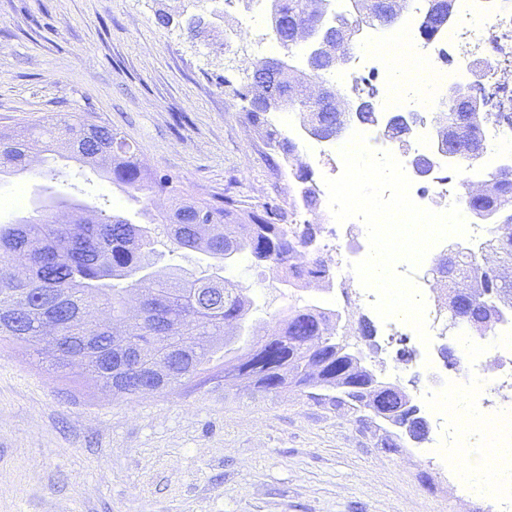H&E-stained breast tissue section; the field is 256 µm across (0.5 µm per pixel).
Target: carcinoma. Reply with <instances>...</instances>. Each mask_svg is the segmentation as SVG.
Returning a JSON list of instances; mask_svg holds the SVG:
<instances>
[{
  "label": "carcinoma",
  "instance_id": "1",
  "mask_svg": "<svg viewBox=\"0 0 512 512\" xmlns=\"http://www.w3.org/2000/svg\"><path fill=\"white\" fill-rule=\"evenodd\" d=\"M316 0H271V38L290 51L299 41L286 43L288 19L296 26L320 21ZM384 21L378 14L365 13L354 21L339 14L331 25L349 28ZM281 78L293 87L296 104L289 106L304 114V125L321 131V138H336V124L342 113L317 110L308 101L303 85L295 81L290 67ZM490 97L477 101L473 112L456 111L453 101H441L435 124L459 131L464 140L481 141V129L489 121L512 127V112L487 110ZM258 106L246 117L266 133L274 149L290 161L296 146L291 139L272 128L268 114L274 108L257 98ZM417 116L396 114L384 128L390 138L409 136ZM65 148L70 158L88 166L102 177L121 182L145 195L151 202L166 196L170 204L152 210L143 208L147 224H135L119 216H108L98 209L84 224H66L49 215L23 218L13 224H0V335L34 347L40 344L44 322L56 325L61 354L54 358L55 369L80 363L115 395L129 399L152 392L153 380L145 365L163 357L166 347H176L184 359L186 375L169 383L173 389L192 379L202 382L224 378V387L241 384L257 391L277 392L288 388L321 391L320 397L336 406H349L356 412H369L393 428L398 447L404 439L405 415L416 409L411 397L397 386L377 380L371 386L370 360L360 348L346 340L347 325L341 315L318 305H307L288 313L266 336L241 340L240 334L227 336L224 346L241 343L233 349L237 356L224 363L222 375L212 372L211 363L220 348L212 338L226 336V327L243 330L254 305L247 289L221 275L217 264L207 275L168 278L152 276L142 297V315L127 317V298L139 290L140 278L150 269L148 256L154 239L149 225L164 229L180 249L201 251L218 261L246 253L257 263L272 264L276 272L292 273L291 260L307 247L317 234L314 224H301L290 232L279 224L281 209L259 202L242 209L232 196L220 200L195 199L185 195L172 179L150 171L139 159L136 148L117 129L98 124L81 114L51 119L20 137L0 136V174L28 170L29 159L40 153L51 154ZM302 184L304 203L316 198L309 185L310 171L302 166L293 172ZM483 196L468 197L475 216H488V249L498 256L496 267L480 264L478 257L463 258L459 253L439 260L447 271L448 326H463L472 335L482 336L499 319L503 309L512 310V281L500 269L512 267V169L500 172L482 189ZM113 280H125L117 288ZM98 309L110 318L112 326L134 338V359L120 363L111 353L112 340L107 322L88 318L71 321L69 313Z\"/></svg>",
  "mask_w": 512,
  "mask_h": 512
}]
</instances>
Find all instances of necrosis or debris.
Returning a JSON list of instances; mask_svg holds the SVG:
<instances>
[{
  "label": "necrosis or debris",
  "mask_w": 512,
  "mask_h": 512,
  "mask_svg": "<svg viewBox=\"0 0 512 512\" xmlns=\"http://www.w3.org/2000/svg\"><path fill=\"white\" fill-rule=\"evenodd\" d=\"M424 0H410V6L398 21L390 35L391 40L404 42L431 67L430 78L434 93L423 96L414 79L391 69L383 51L381 41L371 37L361 41L349 54L348 68L329 75V82L345 86L349 75L361 71L380 78L387 86L376 108L379 117L385 118L395 112H413L418 116L419 130L414 137L416 150L427 151L433 146L432 130L438 92L463 80L471 62L488 54L487 43L490 29L496 28L508 34L509 39L501 45L502 52H512V10H492L489 0H458L452 22L435 36L424 37L420 28V16ZM454 46L458 65L455 69H444L441 58L446 46ZM486 153L483 162L467 167L466 180L471 184H484L502 167H512V128L501 125H486L482 128ZM341 140L299 139V155L318 177L334 178L341 174L343 165L339 149ZM396 158L411 181L410 197L420 207L434 211L446 210L451 204H463L465 197L448 177L425 178L419 174L403 151H396ZM324 236L316 243V251L329 269L332 280L338 285L339 296L344 303L356 310L370 309L376 299L374 292L364 289L352 269L357 258L343 252L339 241L352 238L366 241L367 233L361 220L353 218L339 223L330 210L321 213ZM402 274H411L421 296L425 298V320L431 342L445 341L451 344L459 359L458 374L442 383H427L416 391L414 398L428 411L433 426L429 441L434 448L463 450L483 446L482 435L462 431L448 414V397L457 389L467 388L476 392L475 407L486 414L500 416L496 427L498 437L512 440V312L504 317L481 338L465 332L449 333L448 313L430 295V283L437 273L434 266L421 263L417 269L398 265Z\"/></svg>",
  "instance_id": "necrosis-or-debris-1"
}]
</instances>
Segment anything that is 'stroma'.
Here are the masks:
<instances>
[{"instance_id":"stroma-1","label":"stroma","mask_w":512,"mask_h":512,"mask_svg":"<svg viewBox=\"0 0 512 512\" xmlns=\"http://www.w3.org/2000/svg\"><path fill=\"white\" fill-rule=\"evenodd\" d=\"M184 0H0V131L86 113L123 132L145 163L201 199L273 201L294 223L297 180H285L237 92L259 57L240 19L270 0H200L223 19L190 33ZM172 21L160 24L159 14ZM50 168L67 178L47 177ZM64 198L142 222L127 188L58 154L0 176V224L35 198ZM211 258L158 234L152 269L202 276ZM226 277L254 299L248 324L272 327L326 291L285 286L246 256ZM374 423L298 391L191 382L128 400L82 367L0 337V512H491L460 508L449 469L413 442L383 447Z\"/></svg>"}]
</instances>
